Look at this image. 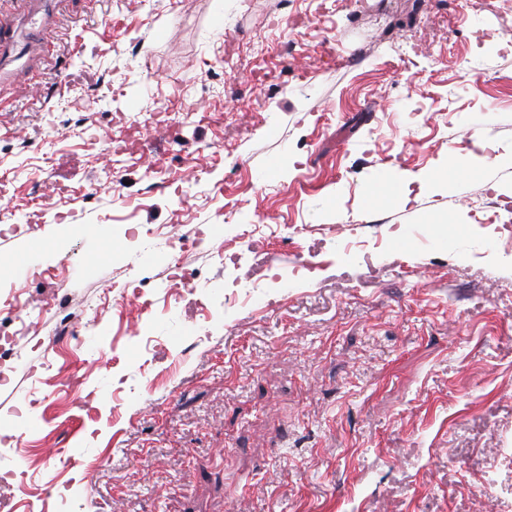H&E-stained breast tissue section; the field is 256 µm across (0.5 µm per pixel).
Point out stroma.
I'll use <instances>...</instances> for the list:
<instances>
[{"label": "stroma", "mask_w": 512, "mask_h": 512, "mask_svg": "<svg viewBox=\"0 0 512 512\" xmlns=\"http://www.w3.org/2000/svg\"><path fill=\"white\" fill-rule=\"evenodd\" d=\"M46 40L0 85L10 512H512V0H54Z\"/></svg>", "instance_id": "35a3bbf8"}]
</instances>
